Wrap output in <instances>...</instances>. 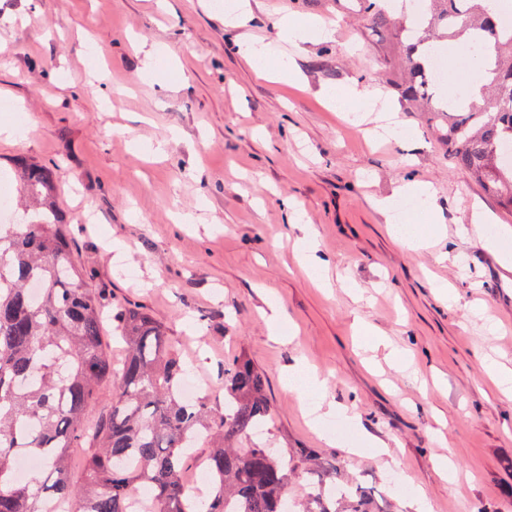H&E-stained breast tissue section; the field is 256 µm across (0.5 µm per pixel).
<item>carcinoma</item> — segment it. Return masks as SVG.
Masks as SVG:
<instances>
[{"instance_id":"carcinoma-1","label":"carcinoma","mask_w":512,"mask_h":512,"mask_svg":"<svg viewBox=\"0 0 512 512\" xmlns=\"http://www.w3.org/2000/svg\"><path fill=\"white\" fill-rule=\"evenodd\" d=\"M406 29L398 57L387 61L403 78L401 98L432 112L451 110L440 134L453 164L475 176L512 210V167L495 150L512 143V32L480 0H428ZM372 28L391 24L385 0H360ZM442 29L467 37L486 66L482 102L435 99L428 62L430 40ZM26 205L0 224V512H52L57 502L76 512H291L288 486L308 476L299 512H382L373 494L344 488L336 464L312 448H269L252 436L274 417L264 374L245 356L224 369V408L208 397L187 400L185 364L166 327L142 308L119 311L125 345L119 366L103 342L104 299L85 286L57 204L52 169L14 162ZM110 410L89 416L105 388ZM88 444L84 477H71L70 448ZM206 449L209 493L194 496L181 481L184 460ZM43 468L16 478L18 452Z\"/></svg>"}]
</instances>
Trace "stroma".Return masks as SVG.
Returning a JSON list of instances; mask_svg holds the SVG:
<instances>
[{"label": "stroma", "mask_w": 512, "mask_h": 512, "mask_svg": "<svg viewBox=\"0 0 512 512\" xmlns=\"http://www.w3.org/2000/svg\"><path fill=\"white\" fill-rule=\"evenodd\" d=\"M214 2L0 0V126L18 129L0 138V178L18 156L56 170L86 285L164 323L214 406L248 357L275 410L263 439L316 449L382 512L417 493L427 512H512V394L483 369H512V270L468 232L481 205L511 252L512 211L454 166L436 113L402 103L383 67L397 35L369 28L358 0H248L231 30ZM284 18L335 34L282 43ZM248 39L300 84L257 79L236 51ZM154 47L157 75L133 80ZM348 87L379 91L353 125L322 97ZM410 179L433 185L437 213L396 195ZM399 228L429 247L403 249ZM308 236L328 287L300 257ZM299 364L323 388L289 387ZM322 402L358 417L313 429L306 407ZM444 453L451 483L433 465Z\"/></svg>", "instance_id": "stroma-1"}]
</instances>
